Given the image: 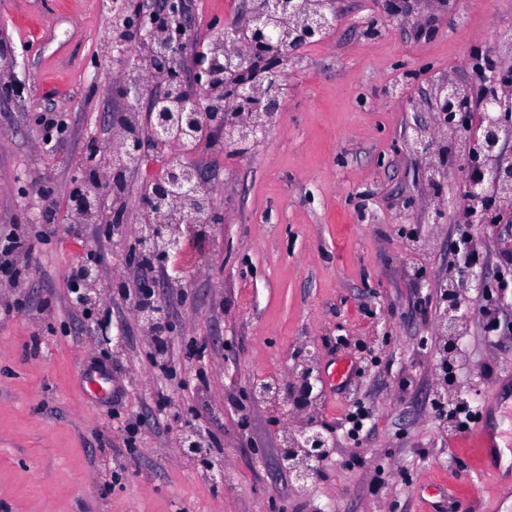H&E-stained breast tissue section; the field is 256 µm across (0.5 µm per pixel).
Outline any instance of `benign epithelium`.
Wrapping results in <instances>:
<instances>
[{
  "label": "benign epithelium",
  "instance_id": "benign-epithelium-1",
  "mask_svg": "<svg viewBox=\"0 0 512 512\" xmlns=\"http://www.w3.org/2000/svg\"><path fill=\"white\" fill-rule=\"evenodd\" d=\"M339 0H316L307 13L298 11L297 0H246L241 23L217 28L207 49L194 60L197 92L187 87L181 73V56L187 32L184 0H160L151 12L130 4V0H107L111 36L105 54L109 60L126 58L129 40L135 38L146 48L136 67L151 79L156 89L149 97L146 125L134 132L123 120L119 147L109 160L112 169L127 171L142 164L149 152L162 153L168 147L200 142L215 132L224 147L246 140L257 141L277 117L288 85V63L299 48L322 41L339 20ZM496 52H485L487 64L479 77L484 84L481 116L476 128L468 122L471 86L448 78L437 85L432 107L438 126L465 132L474 149L457 157L458 171L466 175L462 195L471 202L465 223H478L481 203L512 201V157L503 145L512 140V95L503 92L512 86V73L497 70ZM413 153L423 162V174L432 184L446 175L444 150L439 140L423 128L414 129ZM202 171L187 159L169 158L161 170L146 180L143 199L145 248L162 262L177 256L182 239L176 234L181 224H218L217 199L203 188ZM103 198L97 195L77 198L75 215L93 221L102 215ZM451 286L443 293L444 306L439 330L445 338L443 352L456 353V336L467 324V299L471 288L485 285L482 270L469 264L451 275ZM82 288L77 290L83 303L93 301L97 292V271L83 269ZM91 331L98 343L110 348L120 344L112 335L110 317L99 315ZM251 394L262 401H277L280 386L259 382ZM184 453L204 470L212 467L209 457L199 453L202 436L196 430L184 431ZM328 443L316 425H307L284 435L280 445L282 466L295 482L306 485L316 475V463L325 457Z\"/></svg>",
  "mask_w": 512,
  "mask_h": 512
}]
</instances>
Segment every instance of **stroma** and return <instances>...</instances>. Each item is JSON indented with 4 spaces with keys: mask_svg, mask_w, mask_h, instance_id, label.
Listing matches in <instances>:
<instances>
[{
    "mask_svg": "<svg viewBox=\"0 0 512 512\" xmlns=\"http://www.w3.org/2000/svg\"><path fill=\"white\" fill-rule=\"evenodd\" d=\"M185 6L189 57L244 12L243 0ZM339 8L336 28L290 64L265 139L231 155L208 138L191 156L224 221L186 234L193 263L156 269L173 354L165 374L128 294L144 171L126 174L122 223L66 216L87 149H108L123 115L109 90L132 86L136 65L102 64L110 24L100 0H0L10 48L0 58V226L38 231L39 177L60 213L26 276L0 285V305L14 308L0 318V512H426L422 493L435 481L459 490L468 512H512V465L496 458L494 474L479 475L485 451L473 429L447 423L431 402L447 390L471 398L512 446V408L491 398L512 383V220L457 223L460 173L426 185L407 146L414 127L435 124L431 85L448 73L474 80V50L512 39V0H439L409 22L381 15L378 0ZM44 109L68 121L53 146L36 121ZM436 195L450 206L439 224L428 209ZM463 232L480 244L491 289L470 301L463 365L446 376L436 317ZM81 264L97 268L120 349L101 348L95 310L73 302L68 277ZM190 349L201 357L187 358ZM339 362L352 373L335 386ZM86 374L97 383L85 392ZM271 379L278 404L252 400V385ZM161 393L171 400L162 414ZM359 399L370 407L367 436L330 434L314 480L296 483L280 465L284 431L335 423ZM180 429L214 440L213 473L182 452Z\"/></svg>",
    "mask_w": 512,
    "mask_h": 512,
    "instance_id": "1",
    "label": "stroma"
}]
</instances>
